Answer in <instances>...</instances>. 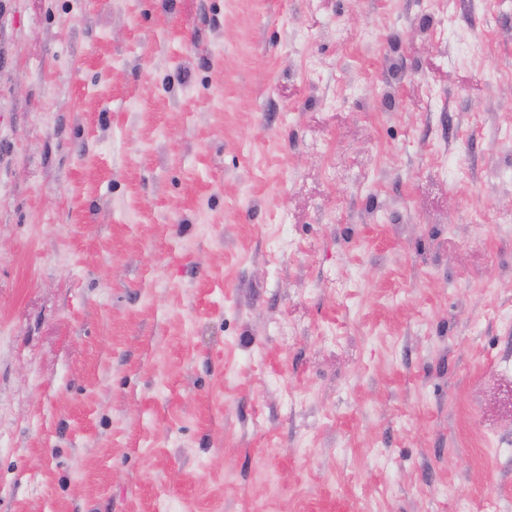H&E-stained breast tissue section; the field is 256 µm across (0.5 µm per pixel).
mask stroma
Masks as SVG:
<instances>
[{
  "instance_id": "obj_1",
  "label": "stroma",
  "mask_w": 512,
  "mask_h": 512,
  "mask_svg": "<svg viewBox=\"0 0 512 512\" xmlns=\"http://www.w3.org/2000/svg\"><path fill=\"white\" fill-rule=\"evenodd\" d=\"M512 9L0 0V512H512Z\"/></svg>"
}]
</instances>
